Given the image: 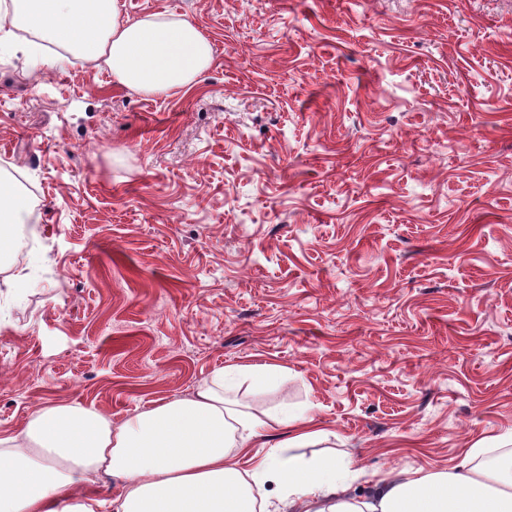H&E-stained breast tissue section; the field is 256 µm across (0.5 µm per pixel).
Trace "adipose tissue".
Here are the masks:
<instances>
[{"label":"adipose tissue","instance_id":"adipose-tissue-1","mask_svg":"<svg viewBox=\"0 0 512 512\" xmlns=\"http://www.w3.org/2000/svg\"><path fill=\"white\" fill-rule=\"evenodd\" d=\"M119 0H11V28L33 34L35 67L60 52L104 64L113 80L142 95L195 85L213 46L181 16H121ZM32 203L0 174V258ZM282 367L244 364L219 371L187 397H165L120 424L94 409L48 401L20 430L0 435V512H512V432L490 435L447 470L402 469L377 480L370 496L350 491L354 451L326 445L333 431L314 417L258 413L230 396L239 380L275 384ZM252 459L253 467L239 461ZM119 491L111 501L90 489L100 476ZM275 492H268V485Z\"/></svg>","mask_w":512,"mask_h":512}]
</instances>
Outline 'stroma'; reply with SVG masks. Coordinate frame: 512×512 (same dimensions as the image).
I'll list each match as a JSON object with an SVG mask.
<instances>
[{"label":"stroma","mask_w":512,"mask_h":512,"mask_svg":"<svg viewBox=\"0 0 512 512\" xmlns=\"http://www.w3.org/2000/svg\"><path fill=\"white\" fill-rule=\"evenodd\" d=\"M214 48L145 97L0 45V434L49 400L120 422L219 369L361 455L352 485L512 430V0H120ZM32 203L16 180L0 174V258L12 247L13 228L16 224H28Z\"/></svg>","instance_id":"obj_1"}]
</instances>
